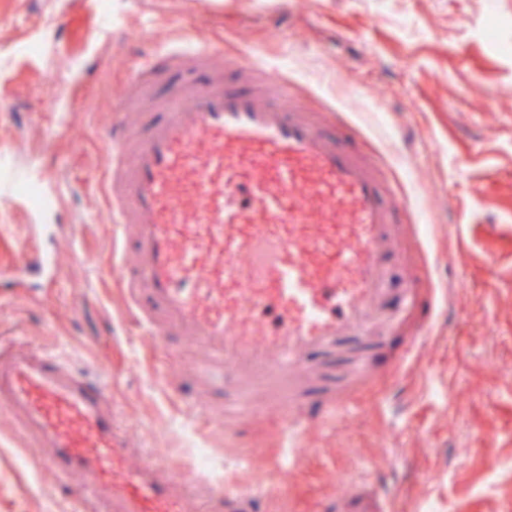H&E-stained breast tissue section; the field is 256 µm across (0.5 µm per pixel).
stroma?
I'll return each mask as SVG.
<instances>
[{"mask_svg": "<svg viewBox=\"0 0 512 512\" xmlns=\"http://www.w3.org/2000/svg\"><path fill=\"white\" fill-rule=\"evenodd\" d=\"M68 15L56 31L53 18ZM216 38L272 67L302 106L332 108L387 175V202L408 196L409 254L441 295L438 322L401 383L394 336L371 353L375 381L351 411L303 440L294 465L282 413L260 409L246 434L187 416L159 378L198 397V359L153 354L122 319L111 275L100 127L141 53ZM0 167L40 169L70 187L44 217L64 276L0 293V342L64 351L109 385L137 448L196 471L285 485L283 512H318L331 492L372 480L392 512H512V0H0ZM40 448L0 412V512H89L39 467Z\"/></svg>", "mask_w": 512, "mask_h": 512, "instance_id": "35a3bbf8", "label": "stroma"}]
</instances>
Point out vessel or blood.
<instances>
[{
	"label": "vessel or blood",
	"instance_id": "1",
	"mask_svg": "<svg viewBox=\"0 0 512 512\" xmlns=\"http://www.w3.org/2000/svg\"><path fill=\"white\" fill-rule=\"evenodd\" d=\"M210 43L143 59L130 76L146 89L163 71H209L204 83L181 81L167 97L143 98L137 134L125 123L103 126L112 149L104 189L113 235L132 246L120 291L133 319L157 348L185 337L231 390L224 428L239 430L257 404L287 407L288 451L309 430L346 411L374 377L369 352L404 331L392 370L429 335L438 292L409 271L404 308L388 313L390 261L406 262L414 227L398 221L408 199L384 201L383 177L358 140L336 134L327 113L303 111L271 72L255 68L250 88L226 85ZM58 210L64 191L45 184ZM30 271L59 280L29 238L0 270V288ZM342 355L346 383L305 399L304 382L322 372L321 357ZM0 411L42 450L39 465L58 478L80 474L69 494L108 502L112 512H263L260 494L208 483L148 448L132 449L112 391L65 355L21 342L0 347ZM137 465L115 480L118 460Z\"/></svg>",
	"mask_w": 512,
	"mask_h": 512
}]
</instances>
